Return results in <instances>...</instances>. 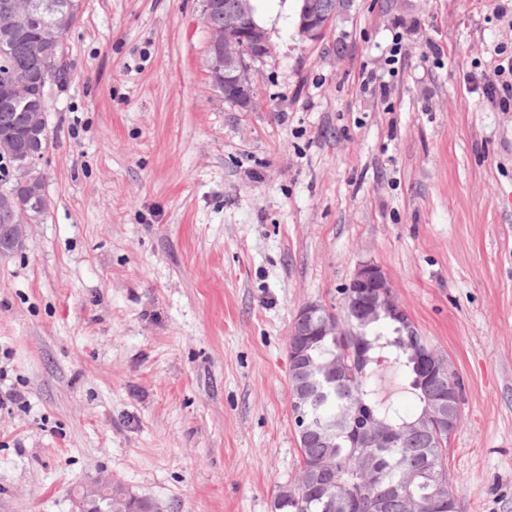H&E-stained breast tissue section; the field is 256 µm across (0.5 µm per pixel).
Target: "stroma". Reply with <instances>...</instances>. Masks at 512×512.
I'll return each mask as SVG.
<instances>
[{
	"instance_id": "1",
	"label": "stroma",
	"mask_w": 512,
	"mask_h": 512,
	"mask_svg": "<svg viewBox=\"0 0 512 512\" xmlns=\"http://www.w3.org/2000/svg\"><path fill=\"white\" fill-rule=\"evenodd\" d=\"M498 0H290L253 105L212 83L203 0H84L48 90L49 207L0 256V512L102 476L164 512H274L300 469L288 338L378 264L462 383L459 512H512V110L468 92ZM400 43H393V36ZM395 57L388 95L360 84ZM318 0H303L302 10L300 11L297 21L296 29L299 35L306 40L318 41L322 39L326 33L327 25L332 18L328 15L336 11L338 0H319L324 13Z\"/></svg>"
}]
</instances>
